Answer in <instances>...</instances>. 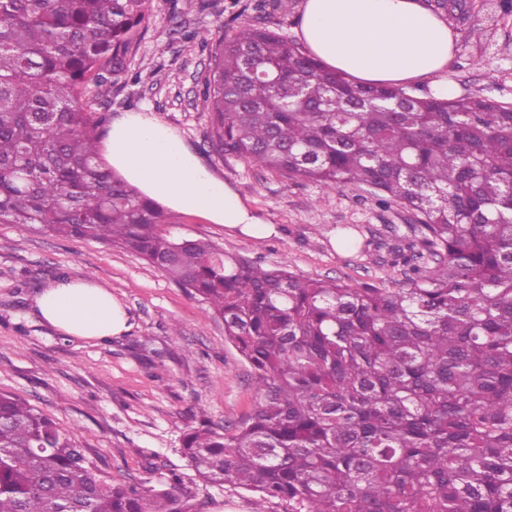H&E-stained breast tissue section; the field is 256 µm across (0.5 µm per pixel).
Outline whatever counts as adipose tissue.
Segmentation results:
<instances>
[{
    "label": "adipose tissue",
    "mask_w": 512,
    "mask_h": 512,
    "mask_svg": "<svg viewBox=\"0 0 512 512\" xmlns=\"http://www.w3.org/2000/svg\"><path fill=\"white\" fill-rule=\"evenodd\" d=\"M296 33L328 68L359 83L425 84L440 96L450 92L446 72L455 34L426 0H301ZM103 154L132 188L173 212L201 214L253 238L274 231L153 113L113 117ZM35 307L42 323L79 339L131 329L121 300L91 277L49 284Z\"/></svg>",
    "instance_id": "1"
}]
</instances>
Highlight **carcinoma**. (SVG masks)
I'll return each mask as SVG.
<instances>
[{"mask_svg":"<svg viewBox=\"0 0 512 512\" xmlns=\"http://www.w3.org/2000/svg\"><path fill=\"white\" fill-rule=\"evenodd\" d=\"M151 0H0V224L141 256L224 320L256 406L182 453L289 512H512V105L326 69L260 21L222 34L202 111L222 156L369 187L417 221L398 288L265 268L164 226L100 142ZM191 488L109 485L75 436L0 392V512H196Z\"/></svg>","mask_w":512,"mask_h":512,"instance_id":"carcinoma-1","label":"carcinoma"}]
</instances>
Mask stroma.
I'll list each match as a JSON object with an SVG mask.
<instances>
[{
  "mask_svg": "<svg viewBox=\"0 0 512 512\" xmlns=\"http://www.w3.org/2000/svg\"><path fill=\"white\" fill-rule=\"evenodd\" d=\"M301 0H152L135 57L151 80L127 77L111 115L154 113L176 129L201 161L224 178L276 235L254 239L199 215L178 214L171 234L210 242L266 267L352 286L398 287L389 251L413 235L414 218L380 206L367 187H316L223 158L209 144L210 115L196 97L210 44L181 29L218 33L262 21L296 39ZM445 14L458 36L448 65L456 95L512 104V14L494 0H464ZM91 276L125 304L129 333L87 341L42 324L38 290L60 277ZM0 391L51 417L87 448L97 474L112 485H168L179 474L200 512H288L285 502L201 480L181 453L201 422L234 432L253 412V371L224 339V322L201 298L178 287L141 257L110 244L61 238L22 224H0Z\"/></svg>",
  "mask_w": 512,
  "mask_h": 512,
  "instance_id": "35a3bbf8",
  "label": "stroma"
}]
</instances>
